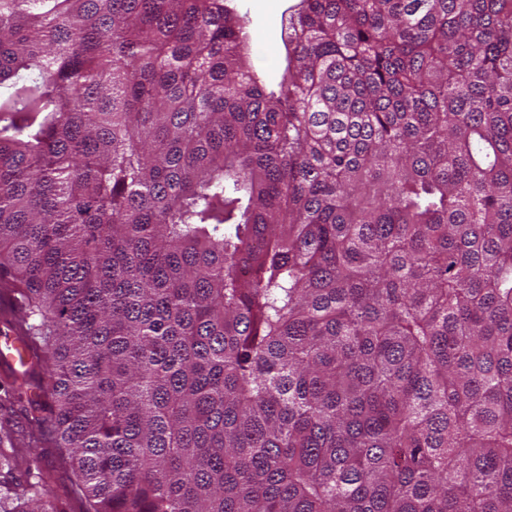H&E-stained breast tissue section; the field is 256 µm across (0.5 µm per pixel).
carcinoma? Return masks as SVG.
<instances>
[{
  "label": "carcinoma",
  "instance_id": "carcinoma-1",
  "mask_svg": "<svg viewBox=\"0 0 512 512\" xmlns=\"http://www.w3.org/2000/svg\"><path fill=\"white\" fill-rule=\"evenodd\" d=\"M246 25L0 0V512H512V0ZM299 0H237L238 13L249 20L246 56L266 81L277 82L285 67L282 21ZM45 458L46 461L58 466L57 480L51 486V500L58 498L61 507H63L66 512H79V504L75 501L65 502L63 496L62 486L65 483H68L69 477H72L71 467L69 465L59 466L57 454L55 448H45ZM60 499H62L60 501Z\"/></svg>",
  "mask_w": 512,
  "mask_h": 512
}]
</instances>
